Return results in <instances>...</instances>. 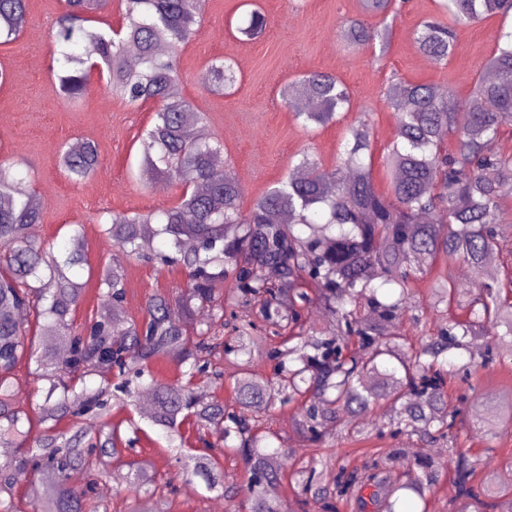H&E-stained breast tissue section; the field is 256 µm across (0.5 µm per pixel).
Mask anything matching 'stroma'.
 Instances as JSON below:
<instances>
[{
	"instance_id": "35a3bbf8",
	"label": "stroma",
	"mask_w": 512,
	"mask_h": 512,
	"mask_svg": "<svg viewBox=\"0 0 512 512\" xmlns=\"http://www.w3.org/2000/svg\"><path fill=\"white\" fill-rule=\"evenodd\" d=\"M268 25L258 40L243 41L235 27L246 14L244 0H207L198 35L178 50L184 94L208 116V130L224 142V154L244 188L242 208L287 171L293 155L311 148L325 166H332L345 136L344 123L327 124L306 132L282 102L279 90L309 71L338 76L355 104L370 110L375 122L376 146L384 148L398 127L387 107L384 85L392 74L406 80L451 88L454 98L467 96L486 58L494 49L503 20L494 16L459 30L457 48L442 65L418 54L412 33L420 21L437 15L436 0H407L394 22L388 53L374 59L370 53L346 50L338 33L347 19L361 16L362 0H253ZM60 12L59 0H28L25 30L11 44L0 46V64L12 74L0 88V158L27 164L35 189L45 198L43 220L34 236L49 243L63 236L64 225L85 227L89 269L76 272L85 282L76 322L88 319L97 305L96 269L118 265L126 272L128 315L140 318L151 294H176L185 275L174 266L159 271L146 263L130 262L117 248L102 241L94 217L112 212H148L174 203L179 188L171 184L142 187L130 175L133 145L153 122L152 105L134 110L109 93L104 80L92 76L91 91L78 108H69L59 94L52 69L50 30ZM216 58L231 60L236 70L233 94L204 90L198 77ZM78 138L95 140L101 164L92 179L69 183L57 168L64 143ZM140 440L132 449H119L99 487L107 512H130L131 501L120 493L118 479L130 464L167 483L169 493L155 497L165 512H213L223 502L221 493L208 491L202 481H188L183 465L171 461L167 443L150 422H143Z\"/></svg>"
}]
</instances>
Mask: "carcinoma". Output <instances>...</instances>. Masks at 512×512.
I'll return each mask as SVG.
<instances>
[{"instance_id":"obj_1","label":"carcinoma","mask_w":512,"mask_h":512,"mask_svg":"<svg viewBox=\"0 0 512 512\" xmlns=\"http://www.w3.org/2000/svg\"><path fill=\"white\" fill-rule=\"evenodd\" d=\"M110 0H63L51 31L65 101L74 106L90 91L91 64L108 90L128 107H154V122L138 136L136 178L145 185L162 177L181 188L178 201L155 211L112 213L99 223L104 242L131 261L159 268L179 266L186 281L177 296L150 295L139 320L128 316L125 274L106 267L97 283L98 306L90 322H74L86 283L73 270L87 264L85 232L69 225L53 254L29 233L42 222L44 203L21 163L0 160V512H99L94 485L72 484L76 470L106 476L122 439L108 419L111 401L134 406L148 392L151 423L169 442L176 462H192L190 478L210 491H224L216 458L233 454L243 463L235 489L248 512H290L278 492L282 471L275 461L277 413H292L297 429L314 447L330 436L353 445L362 459L351 468L338 458L316 469L294 461L296 501L321 504L325 512H400L404 491L423 500L435 492V462L411 454L416 473L405 481L388 475L389 461L410 454V445L432 439L448 449L458 491L457 512H512V488L482 478L494 442L512 437V392L482 421L492 442L487 456L460 448L455 396L478 399L480 374L512 365V240L487 222L491 211L511 221L512 151L502 147L512 130V30L500 32L469 95L448 109V98L427 84L394 75L384 100L395 113L398 135L375 157L370 114L348 125L336 164L327 169L308 150L297 154L284 176L245 211L244 190L224 157V142L207 131V115L183 94L175 50L199 32L205 0H121L122 25H93ZM400 0H363V13L349 20L340 39L352 50L378 58L388 52ZM441 18L421 21L413 33L423 56L446 64L457 32L493 16L512 14V0H438ZM28 0H0V46L23 32ZM267 19L251 10L237 32L259 38ZM92 46L94 55L85 52ZM211 92L235 82L231 61L215 59L200 75ZM280 94L301 126H323L351 109V94L338 77L312 71L285 84ZM388 180L375 183V160ZM100 166L91 139L67 143L58 167L72 183L90 179ZM504 257L485 269L490 255ZM458 263L471 287L434 282L426 300L416 285L436 262ZM257 306V321H236L235 308ZM456 306L463 310L457 316ZM320 308L328 318L314 335L306 323ZM432 332L411 339L406 323ZM491 324L498 333L480 350L472 340ZM271 342L274 377L251 373L260 342ZM177 362L179 378L162 383L151 373L158 359ZM44 382L36 416L29 393L16 377L22 363ZM239 369L230 403L203 402L201 384L224 385V363ZM390 414L377 439L396 448L369 445L355 413L379 400ZM97 421L98 428L81 427ZM206 449L184 452L183 426ZM31 471L26 495L15 493V471ZM125 491L149 512L163 491L139 468L125 477Z\"/></svg>"}]
</instances>
